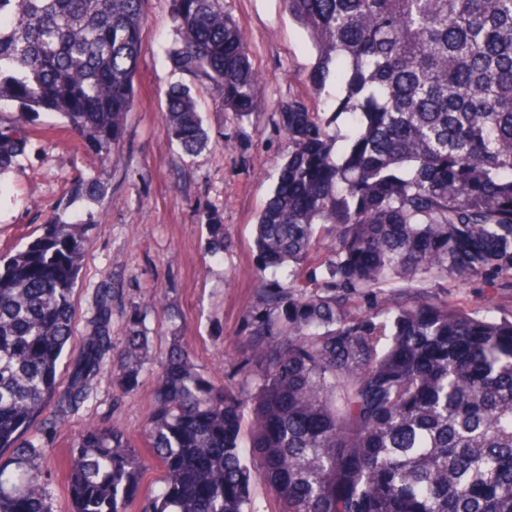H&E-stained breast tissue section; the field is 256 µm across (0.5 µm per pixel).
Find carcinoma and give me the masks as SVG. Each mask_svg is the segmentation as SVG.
I'll return each instance as SVG.
<instances>
[{
    "mask_svg": "<svg viewBox=\"0 0 512 512\" xmlns=\"http://www.w3.org/2000/svg\"><path fill=\"white\" fill-rule=\"evenodd\" d=\"M316 52L310 80L334 112L281 107L292 145L258 217L253 355L233 390L175 341L145 434L160 487L141 495V450L120 426L73 444V512H512V319L448 295L474 279L512 284V0H283ZM175 68L165 123L181 154L208 144L193 89L238 118L262 110L259 78L224 0H173ZM143 0H0V106L63 118L112 159L136 104ZM351 116L347 134L336 128ZM29 138L0 125V173ZM329 244L322 248L320 241ZM80 224H46L0 258V512H49L43 445H19L50 403L63 420L112 363L132 385L144 315L112 347V288L95 289L67 384L85 251ZM413 296L364 309L384 285Z\"/></svg>",
    "mask_w": 512,
    "mask_h": 512,
    "instance_id": "carcinoma-1",
    "label": "carcinoma"
}]
</instances>
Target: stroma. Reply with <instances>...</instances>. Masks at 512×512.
I'll list each match as a JSON object with an SVG mask.
<instances>
[{
	"mask_svg": "<svg viewBox=\"0 0 512 512\" xmlns=\"http://www.w3.org/2000/svg\"><path fill=\"white\" fill-rule=\"evenodd\" d=\"M238 22L260 77L264 110L245 119L221 110L210 92L197 96L209 134L205 150L180 156L167 136L162 114L165 93L182 81L168 51L176 36L172 0H145L148 18L136 74L138 102L124 121V135L111 162L74 136L61 119L0 112V124H21L29 132L24 157L0 174V253L9 254L40 236L44 224L90 219L79 286L73 295L75 334L58 368L66 379L77 353L96 286L113 288L112 344L126 342L132 310L147 311L150 349L134 385L108 368L95 398L55 427L52 408L35 421L45 444L42 488L50 512H70L68 460L71 446L91 423L119 425L143 446L160 366L172 338H180L201 373L218 382L242 383L231 375L228 355L250 348L244 314L257 300L254 224L276 181L280 158L290 144L279 129L278 106L309 98L314 111L330 112L337 89L316 91L309 80L315 53L283 0H224ZM101 177L102 198L78 192L80 183ZM224 226L225 248L211 255V220ZM467 309L512 317V288L476 279L453 289Z\"/></svg>",
	"mask_w": 512,
	"mask_h": 512,
	"instance_id": "35a3bbf8",
	"label": "stroma"
}]
</instances>
